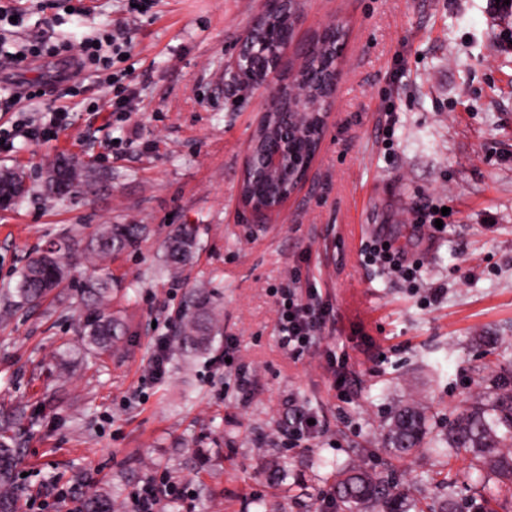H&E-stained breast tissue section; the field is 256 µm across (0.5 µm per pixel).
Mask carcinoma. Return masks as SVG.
Masks as SVG:
<instances>
[{
    "mask_svg": "<svg viewBox=\"0 0 512 512\" xmlns=\"http://www.w3.org/2000/svg\"><path fill=\"white\" fill-rule=\"evenodd\" d=\"M295 21L283 14L270 20L269 32L256 39L251 48V61L263 64L272 50L285 41L278 38L283 31H293ZM323 45L302 60L293 80L294 96L278 118L288 119V134L299 152L314 149L323 129L321 117L327 111L328 81L337 75L338 59L332 51L331 36L320 37ZM298 174L292 170L289 180L281 186L247 182L242 185L243 196L251 203H260L290 186ZM105 171L72 157H62L52 166L43 181L44 191L58 200L81 197L92 192ZM145 227L141 224H107L80 239H62L29 256L18 272L15 287L6 295L4 315L12 308L38 306L67 280V264L82 259L93 262L122 252L136 245ZM196 239L192 229L181 227L165 244L164 266L174 276L193 257ZM112 282L99 278L82 290V340L84 346L98 354L112 351L125 334L122 320L106 308ZM173 342L183 355L205 357L221 332L220 320L211 307V294L198 289L185 303L174 322ZM24 409H0V512H19V495L14 470L22 453L19 430ZM443 447L449 457L468 461L469 469L493 479L486 487L489 496L512 499V368L507 380L497 383L488 395L480 396L464 407L453 419L448 430L439 434L431 430L423 409L404 405L390 415L384 435V448L396 458L411 455L422 448ZM83 478H74V491L82 499V512H115L112 492L102 489L92 494L83 491ZM332 490L336 512H463L453 496L438 506L418 507L414 499L383 477L373 476L353 468H338L332 475Z\"/></svg>",
    "mask_w": 512,
    "mask_h": 512,
    "instance_id": "obj_1",
    "label": "carcinoma"
}]
</instances>
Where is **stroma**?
<instances>
[{"instance_id":"stroma-1","label":"stroma","mask_w":512,"mask_h":512,"mask_svg":"<svg viewBox=\"0 0 512 512\" xmlns=\"http://www.w3.org/2000/svg\"><path fill=\"white\" fill-rule=\"evenodd\" d=\"M94 2L77 16L62 0H21L27 20L8 50L46 36L61 51L0 66V92L27 93L25 118L51 106L35 95L46 84L69 109L53 137L0 151V169L30 176L28 193L0 209V289L50 241L101 224L148 227L136 248L72 268L71 287L39 309L0 318V401L26 412L16 471L35 492L27 512H76L66 492L78 473L89 490L111 485L120 512L163 476L194 491L178 512H309L344 466L388 475L422 502L479 497L482 480L464 461L429 449L397 460L383 438L394 408L412 400L444 431L512 365V11L492 13L490 0H299L281 76L325 27H342L346 42L320 152L273 223L260 224L240 187L270 92L229 85L224 66L262 0H155L138 18L124 0ZM119 27L132 39L127 75L107 89L92 71L66 75L88 36ZM126 87L132 111H113ZM61 154L111 181L86 204L47 198L45 172ZM431 205L449 208L435 235L415 222ZM181 224L197 250L171 277L164 242ZM376 236L419 262L415 282L363 264L361 244ZM295 275L334 311L319 348L298 360L280 346L271 294ZM96 278L111 279L107 307L127 334L112 353L85 356L77 287ZM202 285L251 367L248 398L209 357L171 355L164 379L144 380L155 337L171 335V316ZM297 407L325 428L293 448L280 431Z\"/></svg>"}]
</instances>
